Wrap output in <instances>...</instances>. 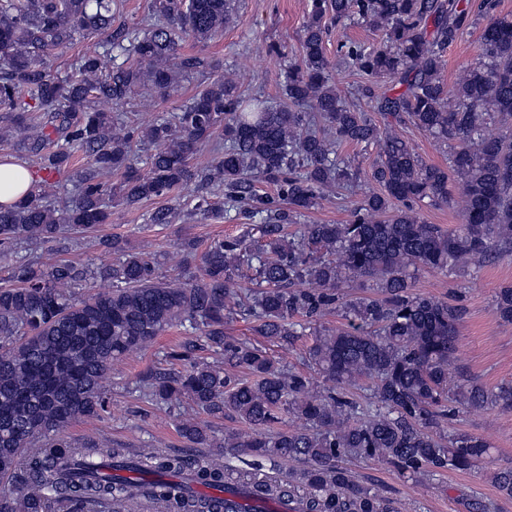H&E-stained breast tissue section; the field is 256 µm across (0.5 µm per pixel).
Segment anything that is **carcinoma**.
I'll return each mask as SVG.
<instances>
[{
    "instance_id": "obj_1",
    "label": "carcinoma",
    "mask_w": 512,
    "mask_h": 512,
    "mask_svg": "<svg viewBox=\"0 0 512 512\" xmlns=\"http://www.w3.org/2000/svg\"><path fill=\"white\" fill-rule=\"evenodd\" d=\"M119 0H0V112L9 126L0 137L40 161L45 175L26 197L0 204V255L27 242L47 245L79 236L112 215L114 172H122V200L134 205L194 181L196 209L220 187L224 204L260 223L246 233L180 250L198 258L200 275L172 287L156 274L146 252L114 236L105 240L114 259L95 267L69 260H19L0 284V512H112V504L143 497L164 512H226L224 498L206 486L239 495L240 512H396L341 466L352 455L385 462L411 478L467 471L488 456L483 438L452 432L443 423L457 408L512 410V384L486 389L460 373L449 376L459 351L461 308L412 291L422 269L448 271L493 252H512V136L487 135V121L512 119V19L493 14L494 0L478 12L487 18L480 40L485 62L463 70L453 87L442 78L444 54L472 22L470 0H312L303 26L302 57L284 68L282 90L291 109L263 98L248 105L231 80L207 84L179 112L162 114L142 129L115 110L145 84L171 95L183 71L214 62L179 56L185 37L206 41L224 31L231 0H151L138 23L112 29ZM358 19L384 32V45L340 46L346 64L402 87L379 96L371 84L361 98L387 119L343 101L324 51V18ZM97 39L60 73L48 65L74 36ZM411 123L451 144L449 168L425 163L393 127ZM224 128V152L203 166L196 153ZM341 143H373L380 160L372 171L380 191L366 195L345 224H302L303 213L357 181L342 165ZM150 148L147 169L132 166ZM86 158L67 186L54 174ZM464 182L456 199L449 173ZM273 184L260 195L255 180ZM427 200L460 211L447 228L421 221ZM298 224L293 234L286 226ZM254 270L239 315L252 323V342L224 333V310L241 290L244 268ZM103 279L112 290L82 295L74 288ZM347 279L372 282L380 295L349 299ZM340 311L348 328L313 331L308 360L331 386L311 378L272 347L304 335L313 319ZM498 317L512 323V287L495 296ZM201 331L207 347L224 352V365L190 358L192 345L168 353L182 369L147 377V396L186 399L208 416H231L246 430L217 439L208 424L186 418L180 435L210 456L193 464L178 455L130 456L97 438L69 440L67 428L102 418L109 408L106 379L130 352L153 343L172 326ZM243 368L236 379L228 369ZM366 391L359 399L350 389ZM290 419L305 427L280 430ZM239 453L271 462L299 461L288 482L272 485L234 468ZM512 496V466L495 473Z\"/></svg>"
}]
</instances>
